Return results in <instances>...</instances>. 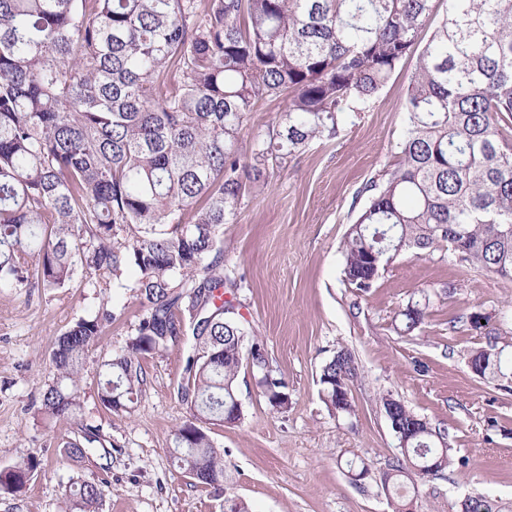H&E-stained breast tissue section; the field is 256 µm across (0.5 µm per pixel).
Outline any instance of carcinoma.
<instances>
[{
    "mask_svg": "<svg viewBox=\"0 0 512 512\" xmlns=\"http://www.w3.org/2000/svg\"><path fill=\"white\" fill-rule=\"evenodd\" d=\"M0 0V288H67L132 267L141 318L126 351L103 364L101 404L127 412L146 382L142 359L191 337L180 397L190 419L173 433L179 467L198 485L224 486V455L209 426L240 422L242 366L270 406L288 410V384L259 339L223 299L218 234L243 196L312 142L336 136L339 115L366 112L411 56L397 160L362 192L368 198L343 241V274L361 293L384 271L373 264L448 244L459 262L512 277V0ZM288 99L278 121L240 143L249 115ZM430 301L399 312L400 335L424 323ZM115 318H80L55 341V374L37 412L78 423L89 349ZM498 341L471 353V371L512 381ZM320 373L331 413H355L336 380L356 375L352 352ZM407 429L380 477L392 512H405L415 478L456 463L448 433L416 421L391 392ZM65 442L79 462L98 441ZM39 462L0 467V492L18 493ZM108 481L82 482L62 512H99ZM463 512H512L478 493Z\"/></svg>",
    "mask_w": 512,
    "mask_h": 512,
    "instance_id": "carcinoma-1",
    "label": "carcinoma"
}]
</instances>
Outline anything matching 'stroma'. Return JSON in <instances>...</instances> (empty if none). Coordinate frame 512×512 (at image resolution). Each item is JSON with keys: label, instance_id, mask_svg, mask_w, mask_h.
I'll use <instances>...</instances> for the list:
<instances>
[{"label": "stroma", "instance_id": "obj_1", "mask_svg": "<svg viewBox=\"0 0 512 512\" xmlns=\"http://www.w3.org/2000/svg\"><path fill=\"white\" fill-rule=\"evenodd\" d=\"M413 68L406 61L369 111L340 121L334 139L315 141L274 169L268 186L244 197L223 227L224 267L240 280L241 321L287 381L291 406L277 412L257 378L240 372L243 419L210 429L224 454L222 489L195 485L174 459L172 433L189 417L178 394L186 342L145 357L146 384L131 412L108 411L99 400L101 366L125 350L141 316L134 272L119 285L97 276L57 291L0 289V466L20 456L40 463L22 492L0 493V512H62L70 487L100 479L111 485L101 512H222L228 497L248 512H389L374 480L398 453L378 401L388 391L447 430L455 455L467 461L419 482L417 512H458L472 492L512 501V390L468 366L486 335L448 326L478 310L500 345L512 344L503 334L512 326V278L462 264L444 245L405 252L364 294L343 274L342 242L362 206L357 194L396 161ZM424 293L431 300L424 324L398 335L397 313ZM105 306L116 319L88 354L79 425L40 419L35 409L55 372L56 338ZM342 347L358 364L352 417L329 414L320 394L321 368ZM83 423L96 427L100 443L76 463L62 443L80 438ZM352 459L373 472L364 485L347 475Z\"/></svg>", "mask_w": 512, "mask_h": 512}]
</instances>
